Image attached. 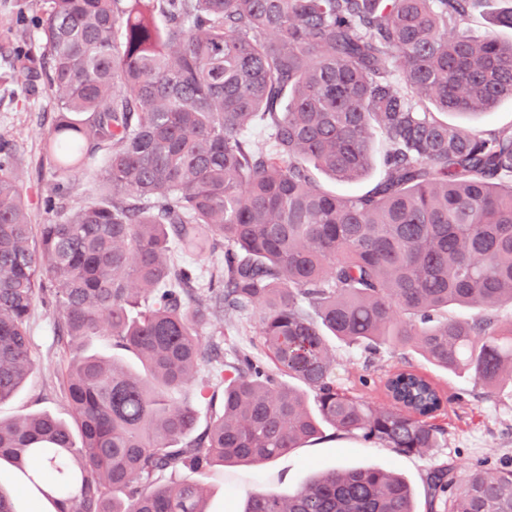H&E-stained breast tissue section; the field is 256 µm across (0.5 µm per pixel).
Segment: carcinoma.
Returning <instances> with one entry per match:
<instances>
[{
    "instance_id": "cac0c4a2",
    "label": "carcinoma",
    "mask_w": 512,
    "mask_h": 512,
    "mask_svg": "<svg viewBox=\"0 0 512 512\" xmlns=\"http://www.w3.org/2000/svg\"><path fill=\"white\" fill-rule=\"evenodd\" d=\"M485 0H45L36 42L25 20L5 76L46 77L56 174L109 150L107 196L40 225L0 150V401L34 368L27 330L43 293L75 345L63 388L71 421H0V462L54 476L57 512H208L191 478L341 435L404 455L438 447L448 398L404 362L373 406L336 385L328 339L373 353L412 348L492 394L512 384V126L469 132L512 98V43L467 30ZM261 122L269 144L249 136ZM384 146L383 178L338 196L320 172L354 182ZM224 249L196 297L172 262ZM467 307L465 319L448 316ZM255 320L269 368L201 330ZM103 337L133 372L87 350ZM198 383L222 414L198 429L181 398ZM429 512H512V466L426 478ZM242 512H417L409 485L380 469H336Z\"/></svg>"
}]
</instances>
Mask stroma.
Here are the masks:
<instances>
[{
	"instance_id": "35a3bbf8",
	"label": "stroma",
	"mask_w": 512,
	"mask_h": 512,
	"mask_svg": "<svg viewBox=\"0 0 512 512\" xmlns=\"http://www.w3.org/2000/svg\"><path fill=\"white\" fill-rule=\"evenodd\" d=\"M54 103V93L44 80H35L24 89L12 82H0V147L14 158L16 172L27 192L29 220L34 225L55 218L46 210L45 201L55 195L58 179L44 148L57 115ZM106 161V151H99L81 173L67 180L62 199L66 207L87 204L99 197L100 174ZM55 318L50 301L38 298L29 319L35 367L19 391L0 402V419L10 421L48 412L60 420H69L62 371L71 351L57 334ZM219 342L227 358L237 350L258 360L265 357L256 324L244 313L225 317ZM329 348L336 360L337 385L376 406L386 401L380 379L400 358H407L417 371L437 383L452 398L435 417L436 424L445 430L439 447L404 456L374 443L330 433L262 465L212 467L202 479L208 491L209 512H241L250 493L268 491L285 496L304 487L315 472L361 467L399 473L412 489L418 512H426L425 479L433 467L453 465L462 480L468 469L478 464L491 469L512 465L511 387L486 395L468 377L440 370L409 349L384 348L371 355L334 338L330 339Z\"/></svg>"
}]
</instances>
